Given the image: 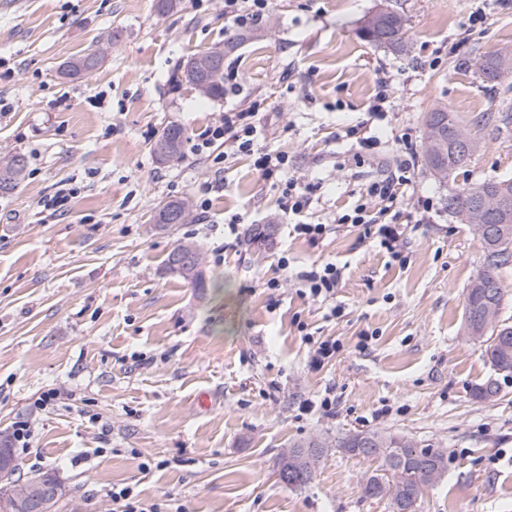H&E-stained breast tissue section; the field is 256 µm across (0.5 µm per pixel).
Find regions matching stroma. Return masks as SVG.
Segmentation results:
<instances>
[{
    "label": "stroma",
    "instance_id": "35a3bbf8",
    "mask_svg": "<svg viewBox=\"0 0 512 512\" xmlns=\"http://www.w3.org/2000/svg\"><path fill=\"white\" fill-rule=\"evenodd\" d=\"M385 7L407 20L404 51L358 34ZM236 30L224 0H176L165 15L156 0H0V160L27 159L0 195V436L20 420L34 428L14 451L20 475L56 473L73 494L67 512H112L109 490L127 485L159 512L173 501L185 512H391L361 496L372 462L335 448L381 431L447 454L416 512H512V381L496 400L472 397L494 375L483 343L462 334L482 249L474 225L444 208L450 188L512 177V74L493 89L475 66L512 48V0H271L254 39L224 59L241 95L174 88L188 57ZM87 53L102 55L96 70L63 75ZM382 77L378 119L368 105ZM254 105L258 148L287 154L289 175L314 189L301 215L283 211L281 188L249 157L211 139L225 111ZM437 107L479 148L446 180L416 165L400 264L333 221L405 147L423 152ZM172 121L185 158L162 166L149 147ZM368 137L372 154L356 161ZM63 183L75 197L55 213L46 204ZM182 198L189 222L157 227L156 207ZM420 199L429 213L414 209ZM300 221L329 230L312 244L294 233ZM252 224L276 225L271 249L247 248ZM187 240L202 250L205 287L166 268ZM328 262L343 272L334 301L287 278ZM306 333L341 349L314 367ZM52 388L62 400L34 409ZM306 439L328 448L312 483L291 489L279 458Z\"/></svg>",
    "mask_w": 512,
    "mask_h": 512
}]
</instances>
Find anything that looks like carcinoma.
<instances>
[{
    "label": "carcinoma",
    "instance_id": "obj_1",
    "mask_svg": "<svg viewBox=\"0 0 512 512\" xmlns=\"http://www.w3.org/2000/svg\"><path fill=\"white\" fill-rule=\"evenodd\" d=\"M360 36L369 43L383 46L393 51H402L406 45L407 24L406 19L399 13L380 10L367 17L359 30ZM478 71L482 81L491 86L500 83L504 74L512 71V63L501 67L500 54H491L478 61ZM186 83L199 94L212 100L224 98V82L220 81L206 90H198L190 73L184 70L178 78V83ZM448 120V123L456 128L460 124L454 113L446 108H438L426 113L424 140H429L434 127L439 120ZM177 138L180 144H185L187 136L184 128L176 123L167 125L154 144L169 139ZM443 141L445 145L436 148L425 146L422 154L424 166L435 171L442 169L443 178H449L454 172L461 169L470 161L468 157H462L453 152L448 141V129H443ZM15 165L0 167V192L9 194L17 187L25 170V158L21 154L12 156ZM507 189L512 195V178L483 181L462 188L448 190L445 199V207L448 214L456 217L465 209L473 205L475 197L481 193L495 196L501 189ZM488 224L495 227V234L490 238L481 240L482 261L479 273L486 284L484 288H466L464 297V312L470 314L474 320H481L485 316V301L494 304L496 311H501L508 289L502 279V273L512 269V208L491 216ZM267 236L265 228L261 224H252L246 231L248 246L256 248L266 245ZM166 265L170 271L176 272L183 280L195 288L205 287L206 277L203 267L195 264L174 267L172 258H167ZM498 329L501 336L500 342L494 346H486L484 353L493 371L502 379L512 380V323L499 320L492 325ZM386 443L381 448L375 449L371 454L363 456V459L377 463L371 473L365 475L362 484V497L366 499L386 500L389 504L397 503L403 509L415 512L413 506L417 505L423 497L425 490L432 485V481L421 474L419 466L414 463L404 464L399 472L392 476H386L389 467V457L392 452L402 448L407 452L416 451L423 456H435L436 448L427 444L421 447L413 445L412 440L402 435L384 434ZM315 468L306 465H297L292 455H284L280 461L279 480L291 489H302L308 486L314 476ZM21 480L9 472L0 476V512H22L14 508L11 486Z\"/></svg>",
    "mask_w": 512,
    "mask_h": 512
}]
</instances>
